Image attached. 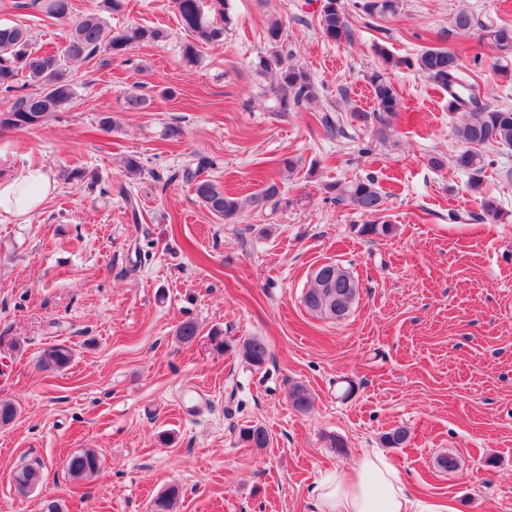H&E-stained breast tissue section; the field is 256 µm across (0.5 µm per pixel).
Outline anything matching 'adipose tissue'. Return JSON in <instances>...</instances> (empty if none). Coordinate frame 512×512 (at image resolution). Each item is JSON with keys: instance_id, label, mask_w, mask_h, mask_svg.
I'll use <instances>...</instances> for the list:
<instances>
[{"instance_id": "obj_1", "label": "adipose tissue", "mask_w": 512, "mask_h": 512, "mask_svg": "<svg viewBox=\"0 0 512 512\" xmlns=\"http://www.w3.org/2000/svg\"><path fill=\"white\" fill-rule=\"evenodd\" d=\"M54 191L49 172L26 166L0 180V213L25 220ZM314 512H440L439 507L412 499L399 469L380 452L364 454L354 467L322 477L314 490Z\"/></svg>"}]
</instances>
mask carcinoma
I'll list each match as a JSON object with an SVG mask.
<instances>
[{
	"instance_id": "carcinoma-1",
	"label": "carcinoma",
	"mask_w": 512,
	"mask_h": 512,
	"mask_svg": "<svg viewBox=\"0 0 512 512\" xmlns=\"http://www.w3.org/2000/svg\"><path fill=\"white\" fill-rule=\"evenodd\" d=\"M45 15L60 22L69 23V34L62 48L56 52L35 46L27 30L17 25L0 24V93L11 98V106L0 111V127L15 130H32L42 126L54 113L71 104L74 85L68 78V67L91 58L104 50L111 56L123 55L132 45L144 41H160L167 37L160 28L131 25L112 29L103 14L118 15L125 11V0H99L98 9L76 15L74 0H33ZM224 0H174V7L183 30L191 41L184 46V57L192 64L198 59L200 47L224 40L225 27L230 24L229 15L222 14ZM353 8L371 20H383L398 15L400 0H354ZM224 15L219 24L211 14ZM319 28L323 37L340 41L351 37L349 18L341 0H326L319 13ZM454 30L468 33L479 29V45L512 54V27L500 26L492 21L482 23L466 11H458L452 20ZM283 24L279 20L268 23L266 37L268 56L260 58L266 69L278 70L274 87L275 97L284 110L289 106L314 107L316 120L324 132L335 136L343 132L339 116L333 110L318 106L320 92L312 74L304 67L291 63L293 54L282 40ZM376 52L387 67L402 64L413 66L438 86L448 90V111L465 113L464 121L455 127V137L460 144L454 155L455 165L469 175L471 190L480 189L486 170L484 150L489 147L512 148V107L489 105L479 85L462 75L457 55L443 47H428L412 60L391 57L387 49L379 45ZM25 77L37 86L33 92H19L18 80ZM371 85L377 112L374 118L381 126H389V118L400 111L402 104L397 90L389 79L378 73ZM210 162L200 159L196 170L185 171V178L193 184L196 198L209 212L226 223H233L247 210H262L280 195L275 181H268L258 193L242 200L224 193V186L201 177V171ZM328 192L353 210L364 214H377L383 210V195L371 179H355L327 185ZM393 233V225L364 224L360 234L372 239L386 238ZM358 283L351 273L336 263L324 264L315 270L312 283L304 294L305 307L325 319H341L349 314L358 298ZM238 355L249 365L260 368L268 361L267 343L256 336L243 339L238 345ZM72 361V350L56 344L43 351L40 365L45 369L62 370ZM294 409L305 412L312 405L309 390L294 384L288 392ZM409 431L397 427L383 436L388 447H400L407 443ZM240 440L251 448H265L270 441L268 430L262 425H251L240 431ZM100 460L92 449L73 453L68 458L67 470L74 479H85L99 468ZM40 467L25 465L14 473L13 481L18 491L25 493L39 485ZM179 498V489L169 488L155 498L151 512H173Z\"/></svg>"
}]
</instances>
